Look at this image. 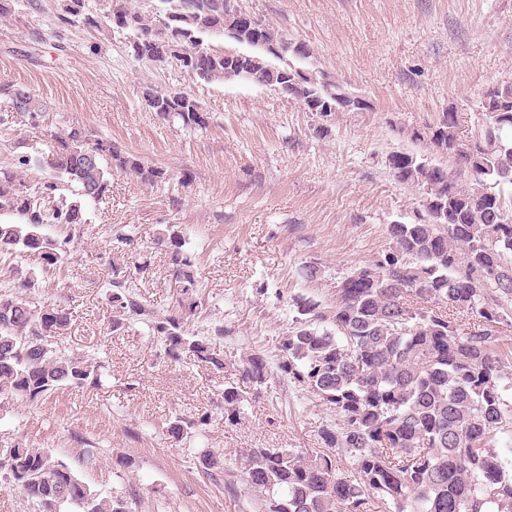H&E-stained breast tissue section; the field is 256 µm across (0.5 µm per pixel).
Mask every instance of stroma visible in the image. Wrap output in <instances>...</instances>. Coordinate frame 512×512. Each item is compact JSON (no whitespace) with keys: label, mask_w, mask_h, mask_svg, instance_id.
I'll list each match as a JSON object with an SVG mask.
<instances>
[{"label":"stroma","mask_w":512,"mask_h":512,"mask_svg":"<svg viewBox=\"0 0 512 512\" xmlns=\"http://www.w3.org/2000/svg\"><path fill=\"white\" fill-rule=\"evenodd\" d=\"M240 2L308 44L313 70L363 94L372 111L337 113L320 137L310 113L273 88L205 84L172 64H143L121 33L79 26L63 51L31 39L32 30H48L59 0L0 18V84L28 87L49 110L46 124L22 127L30 146L44 149L80 125L172 174L159 189L114 175L109 198L88 206L59 276L31 295L36 305L67 309L68 334L48 342L100 360L101 386L70 387L33 405L0 399L1 447L50 450L103 494L136 493L137 512H243L241 498L203 473L202 453L237 474L250 448L321 450L319 431L335 412L276 367L294 297L332 302L337 282L388 248V224L412 221L420 193L396 183L385 164L388 153L412 149L410 131L448 110L470 129L483 92L512 81V0ZM150 88L192 92L209 126L188 131L147 111ZM185 172L187 186L178 179ZM170 224L198 280L187 327L203 336L224 326L223 370L168 362L144 321L110 329L109 263L126 267L151 308L175 306L173 266L158 242ZM119 232L132 237L131 248L119 247ZM254 352L270 366L261 385L240 373ZM230 385L240 395L233 421L224 415ZM175 417L185 428L179 438L162 427ZM88 452L96 467H82Z\"/></svg>","instance_id":"1"}]
</instances>
